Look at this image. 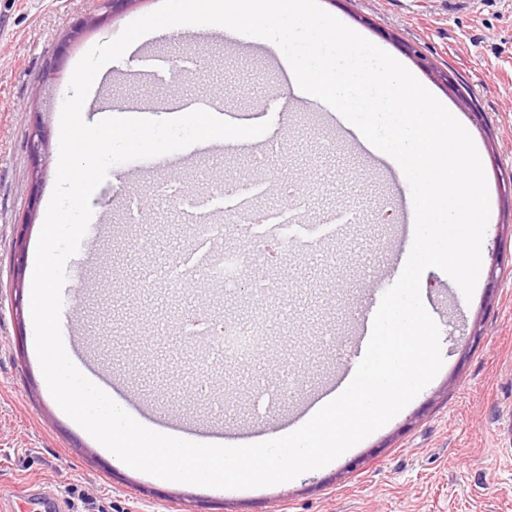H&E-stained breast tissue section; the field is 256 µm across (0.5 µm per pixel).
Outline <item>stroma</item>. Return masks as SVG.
Returning <instances> with one entry per match:
<instances>
[{
    "label": "stroma",
    "mask_w": 512,
    "mask_h": 512,
    "mask_svg": "<svg viewBox=\"0 0 512 512\" xmlns=\"http://www.w3.org/2000/svg\"><path fill=\"white\" fill-rule=\"evenodd\" d=\"M162 0H128L103 26L71 46L64 37L98 14L99 0H0V496L41 484L65 512H512V0H319L321 7L408 68L470 133L487 178L491 233L472 299L443 271L423 274L424 306L440 331L443 365L434 380L386 426L327 466L279 485L215 492L123 468L53 400L34 347L30 312L16 314L19 219L34 210L26 245L35 248L53 193L60 113L73 69L94 45L116 38ZM183 66L171 74L140 57ZM274 52L245 50L179 28L112 62L111 92L96 90L88 122L106 115L178 117L172 98L206 99L231 121L243 112L284 111L293 91ZM54 68V101L36 91ZM329 107L311 102L292 114L275 145L222 159L184 148L178 173L119 180L113 166L91 200L110 213L108 233L83 238L66 265L62 320L102 337L95 356L118 383L158 414L217 428L256 422L253 388L276 375L291 386L273 402L287 418L298 398L329 389L351 354L346 336L364 304L365 273L389 270L397 225L382 209L407 193L371 169L328 129ZM49 130L41 180H33L30 135ZM296 186L286 203L282 182ZM205 204L223 227L206 243L187 218ZM238 255L239 288L213 286L208 266L188 257ZM182 273L181 287L167 284ZM266 286L255 291L251 272ZM264 311L261 342L244 357L217 362L210 398L194 389L198 338L179 325L185 313L211 319Z\"/></svg>",
    "instance_id": "stroma-1"
}]
</instances>
